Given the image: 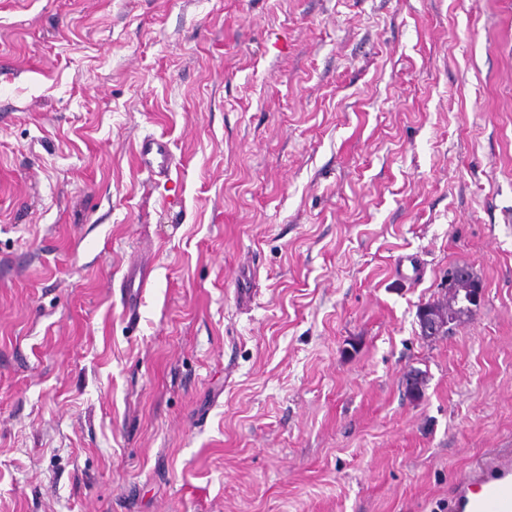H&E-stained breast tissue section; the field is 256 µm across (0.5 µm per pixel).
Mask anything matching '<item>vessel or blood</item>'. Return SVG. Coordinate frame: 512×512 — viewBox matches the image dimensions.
Returning <instances> with one entry per match:
<instances>
[{"instance_id": "vessel-or-blood-1", "label": "vessel or blood", "mask_w": 512, "mask_h": 512, "mask_svg": "<svg viewBox=\"0 0 512 512\" xmlns=\"http://www.w3.org/2000/svg\"><path fill=\"white\" fill-rule=\"evenodd\" d=\"M140 166L155 177L169 176L174 163L167 142L144 138ZM448 512H512V448H494L477 467L455 483Z\"/></svg>"}]
</instances>
